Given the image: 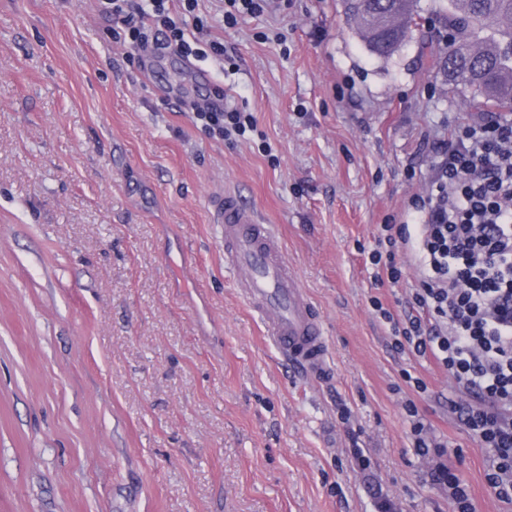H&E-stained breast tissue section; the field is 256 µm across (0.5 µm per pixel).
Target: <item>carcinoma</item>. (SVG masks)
I'll return each instance as SVG.
<instances>
[{
    "label": "carcinoma",
    "mask_w": 512,
    "mask_h": 512,
    "mask_svg": "<svg viewBox=\"0 0 512 512\" xmlns=\"http://www.w3.org/2000/svg\"><path fill=\"white\" fill-rule=\"evenodd\" d=\"M420 0H344L345 13L380 58L391 57L416 24ZM448 43L439 64L448 84L512 112V0H450ZM487 36H480L481 32Z\"/></svg>",
    "instance_id": "1"
}]
</instances>
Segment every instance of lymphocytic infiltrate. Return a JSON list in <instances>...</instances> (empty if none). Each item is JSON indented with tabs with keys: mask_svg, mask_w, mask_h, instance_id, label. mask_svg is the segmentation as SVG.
I'll list each match as a JSON object with an SVG mask.
<instances>
[{
	"mask_svg": "<svg viewBox=\"0 0 512 512\" xmlns=\"http://www.w3.org/2000/svg\"><path fill=\"white\" fill-rule=\"evenodd\" d=\"M119 27L116 41L160 56L220 53L217 43L187 40L167 0H100ZM192 119L217 139L252 131V113L225 110L224 90ZM435 176L413 200L409 222L385 224L371 262L398 283L395 249H409L417 269L410 310L390 323L394 347L432 360L448 373L459 400L448 403L485 450L487 486L512 501V122H465L432 145Z\"/></svg>",
	"mask_w": 512,
	"mask_h": 512,
	"instance_id": "1",
	"label": "lymphocytic infiltrate"
}]
</instances>
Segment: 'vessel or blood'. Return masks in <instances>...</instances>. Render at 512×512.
I'll use <instances>...</instances> for the list:
<instances>
[{"label":"vessel or blood","mask_w":512,"mask_h":512,"mask_svg":"<svg viewBox=\"0 0 512 512\" xmlns=\"http://www.w3.org/2000/svg\"><path fill=\"white\" fill-rule=\"evenodd\" d=\"M212 210L224 238V263L234 272L250 308L264 321L270 343L304 377L326 380L331 364L322 322L273 228L260 223L232 189L214 200Z\"/></svg>","instance_id":"vessel-or-blood-1"}]
</instances>
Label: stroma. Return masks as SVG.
I'll list each match as a JSON object with an SVG mask.
<instances>
[{"label":"stroma","instance_id":"stroma-1","mask_svg":"<svg viewBox=\"0 0 512 512\" xmlns=\"http://www.w3.org/2000/svg\"><path fill=\"white\" fill-rule=\"evenodd\" d=\"M448 6L420 0L384 60L342 0H270L234 25L198 0L224 54L188 61L113 42L97 0H0V512H453L409 400L475 512H512L447 374L396 353L373 307L403 313L415 285L409 252L396 284L369 254L428 189L426 138L499 115L423 46ZM219 84L253 113L247 138L194 124ZM228 187L320 316L326 381L278 359L225 268L211 202ZM405 412L409 417L410 442L418 456L427 457L432 448L447 447L444 443L437 441L430 425L421 417L413 401L409 400L405 403Z\"/></svg>","mask_w":512,"mask_h":512}]
</instances>
